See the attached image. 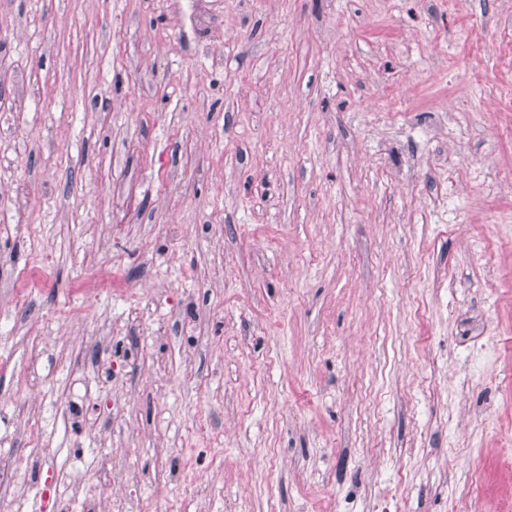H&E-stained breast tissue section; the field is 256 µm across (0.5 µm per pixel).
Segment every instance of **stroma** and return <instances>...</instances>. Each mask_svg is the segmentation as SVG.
<instances>
[{
	"label": "stroma",
	"instance_id": "obj_1",
	"mask_svg": "<svg viewBox=\"0 0 512 512\" xmlns=\"http://www.w3.org/2000/svg\"><path fill=\"white\" fill-rule=\"evenodd\" d=\"M512 0H0V512H512Z\"/></svg>",
	"mask_w": 512,
	"mask_h": 512
}]
</instances>
